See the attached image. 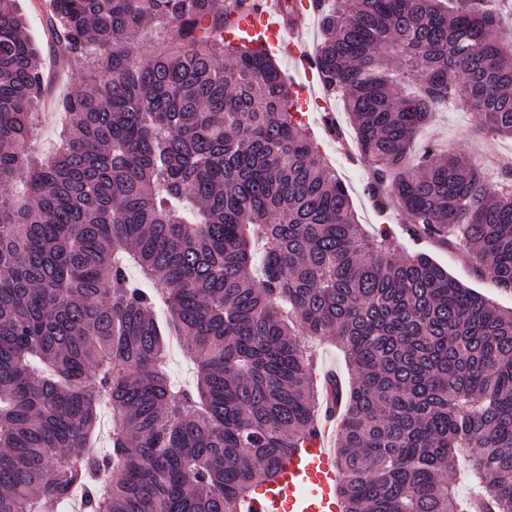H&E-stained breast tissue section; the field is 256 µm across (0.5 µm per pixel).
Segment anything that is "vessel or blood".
<instances>
[{"label":"vessel or blood","instance_id":"vessel-or-blood-1","mask_svg":"<svg viewBox=\"0 0 512 512\" xmlns=\"http://www.w3.org/2000/svg\"><path fill=\"white\" fill-rule=\"evenodd\" d=\"M230 29L233 39L262 42L291 57L305 75L301 95L317 94L320 71L303 41L304 24L283 23L278 0H251L248 8L233 16ZM317 433L309 447L296 449L282 461L273 483L256 489L244 512H339L340 476L333 450L335 407L323 410Z\"/></svg>","mask_w":512,"mask_h":512}]
</instances>
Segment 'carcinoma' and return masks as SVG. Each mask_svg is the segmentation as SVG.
Wrapping results in <instances>:
<instances>
[{
	"mask_svg": "<svg viewBox=\"0 0 512 512\" xmlns=\"http://www.w3.org/2000/svg\"><path fill=\"white\" fill-rule=\"evenodd\" d=\"M243 2L49 0L81 89L42 155V53L0 0V512H241L313 435L317 338L351 374L341 512H512V310L358 223L271 57L224 41ZM310 5L377 209L511 292L512 157L490 182L417 136L463 101L512 137V0ZM463 451L466 498L443 480Z\"/></svg>",
	"mask_w": 512,
	"mask_h": 512,
	"instance_id": "1",
	"label": "carcinoma"
}]
</instances>
